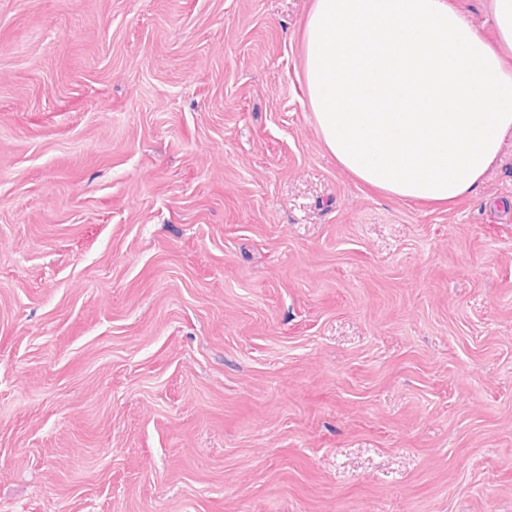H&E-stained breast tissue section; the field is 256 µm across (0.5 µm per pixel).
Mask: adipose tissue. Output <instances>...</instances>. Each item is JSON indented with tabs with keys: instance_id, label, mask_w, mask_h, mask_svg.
<instances>
[{
	"instance_id": "ef3b65f1",
	"label": "adipose tissue",
	"mask_w": 512,
	"mask_h": 512,
	"mask_svg": "<svg viewBox=\"0 0 512 512\" xmlns=\"http://www.w3.org/2000/svg\"><path fill=\"white\" fill-rule=\"evenodd\" d=\"M486 39L449 0H312L308 103L325 148L361 183L446 205L512 139V0H488Z\"/></svg>"
}]
</instances>
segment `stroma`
Returning <instances> with one entry per match:
<instances>
[{"mask_svg":"<svg viewBox=\"0 0 512 512\" xmlns=\"http://www.w3.org/2000/svg\"><path fill=\"white\" fill-rule=\"evenodd\" d=\"M311 3L0 0V512H512V147L358 182Z\"/></svg>","mask_w":512,"mask_h":512,"instance_id":"35a3bbf8","label":"stroma"}]
</instances>
